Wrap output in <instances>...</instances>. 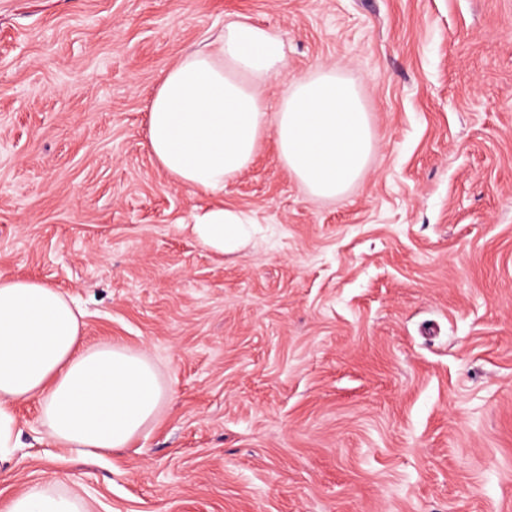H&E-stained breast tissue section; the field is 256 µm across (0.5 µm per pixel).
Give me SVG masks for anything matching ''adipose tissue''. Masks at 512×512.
<instances>
[{
	"label": "adipose tissue",
	"mask_w": 512,
	"mask_h": 512,
	"mask_svg": "<svg viewBox=\"0 0 512 512\" xmlns=\"http://www.w3.org/2000/svg\"><path fill=\"white\" fill-rule=\"evenodd\" d=\"M287 67L279 31L229 21L207 49L166 69L147 114L148 144L177 184L211 195L253 162L265 135L280 161L318 198L343 194L363 173L373 147L368 114L354 85L317 67L282 91L268 113L257 87ZM244 213L216 205L192 229L207 248L237 249ZM75 302L37 281L0 275V462L13 458L20 429L14 406L39 398L41 423L60 448L87 456L127 447L169 396L147 355L112 343H87ZM0 512H89L62 480L31 483Z\"/></svg>",
	"instance_id": "adipose-tissue-1"
}]
</instances>
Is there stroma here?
Listing matches in <instances>:
<instances>
[{"label": "stroma", "instance_id": "1", "mask_svg": "<svg viewBox=\"0 0 512 512\" xmlns=\"http://www.w3.org/2000/svg\"><path fill=\"white\" fill-rule=\"evenodd\" d=\"M238 19L285 41L268 110L336 68L374 147L318 199L263 143L224 187L253 233L218 255L147 112ZM0 274L170 393L93 459L17 404L0 502L56 476L91 512H512V0H0Z\"/></svg>", "mask_w": 512, "mask_h": 512}]
</instances>
